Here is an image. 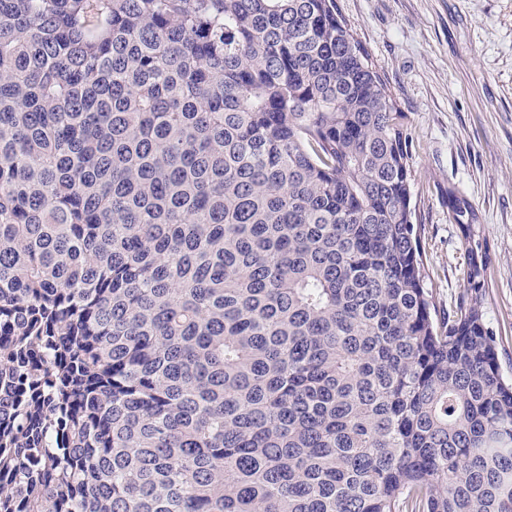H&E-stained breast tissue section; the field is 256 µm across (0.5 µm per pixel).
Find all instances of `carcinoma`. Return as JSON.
I'll return each instance as SVG.
<instances>
[{
    "label": "carcinoma",
    "mask_w": 512,
    "mask_h": 512,
    "mask_svg": "<svg viewBox=\"0 0 512 512\" xmlns=\"http://www.w3.org/2000/svg\"><path fill=\"white\" fill-rule=\"evenodd\" d=\"M412 181L336 0H0V512H512Z\"/></svg>",
    "instance_id": "obj_1"
}]
</instances>
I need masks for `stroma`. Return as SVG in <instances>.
I'll return each instance as SVG.
<instances>
[{"label":"stroma","instance_id":"obj_1","mask_svg":"<svg viewBox=\"0 0 512 512\" xmlns=\"http://www.w3.org/2000/svg\"><path fill=\"white\" fill-rule=\"evenodd\" d=\"M410 134L425 286L439 311L466 285L462 224L489 250L484 298L512 377V0H336ZM465 213L449 215V203Z\"/></svg>","mask_w":512,"mask_h":512}]
</instances>
